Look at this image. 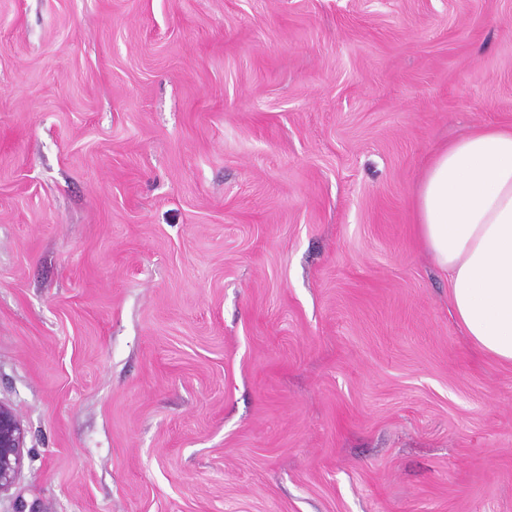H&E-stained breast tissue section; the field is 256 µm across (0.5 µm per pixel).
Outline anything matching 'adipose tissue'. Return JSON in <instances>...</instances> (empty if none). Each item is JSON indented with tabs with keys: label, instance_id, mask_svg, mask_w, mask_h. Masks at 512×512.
I'll return each instance as SVG.
<instances>
[{
	"label": "adipose tissue",
	"instance_id": "obj_1",
	"mask_svg": "<svg viewBox=\"0 0 512 512\" xmlns=\"http://www.w3.org/2000/svg\"><path fill=\"white\" fill-rule=\"evenodd\" d=\"M415 211L465 336L512 363V129L482 126L435 153Z\"/></svg>",
	"mask_w": 512,
	"mask_h": 512
}]
</instances>
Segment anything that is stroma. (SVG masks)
I'll return each mask as SVG.
<instances>
[{
    "mask_svg": "<svg viewBox=\"0 0 512 512\" xmlns=\"http://www.w3.org/2000/svg\"><path fill=\"white\" fill-rule=\"evenodd\" d=\"M483 125L512 0H0V512H512L414 208ZM25 429L11 408L0 403V494L8 491L20 473Z\"/></svg>",
    "mask_w": 512,
    "mask_h": 512,
    "instance_id": "35a3bbf8",
    "label": "stroma"
}]
</instances>
